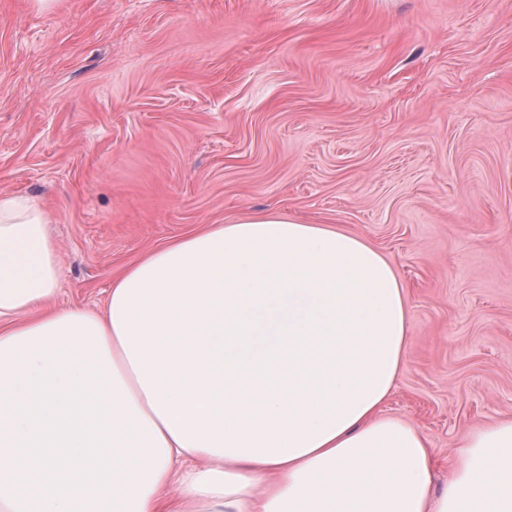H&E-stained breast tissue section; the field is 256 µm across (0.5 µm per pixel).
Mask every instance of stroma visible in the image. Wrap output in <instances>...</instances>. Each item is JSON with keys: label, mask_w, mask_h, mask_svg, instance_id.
I'll return each instance as SVG.
<instances>
[{"label": "stroma", "mask_w": 512, "mask_h": 512, "mask_svg": "<svg viewBox=\"0 0 512 512\" xmlns=\"http://www.w3.org/2000/svg\"><path fill=\"white\" fill-rule=\"evenodd\" d=\"M0 194L50 213L61 309L252 213L358 235L438 478L512 417V0H0Z\"/></svg>", "instance_id": "obj_1"}]
</instances>
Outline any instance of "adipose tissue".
<instances>
[{"label": "adipose tissue", "mask_w": 512, "mask_h": 512, "mask_svg": "<svg viewBox=\"0 0 512 512\" xmlns=\"http://www.w3.org/2000/svg\"><path fill=\"white\" fill-rule=\"evenodd\" d=\"M33 199L0 195V388L35 353L103 365L124 512H512V419L433 451L385 414L409 346L387 260L357 235L256 213L125 270L104 312L59 309V250Z\"/></svg>", "instance_id": "ef3b65f1"}]
</instances>
